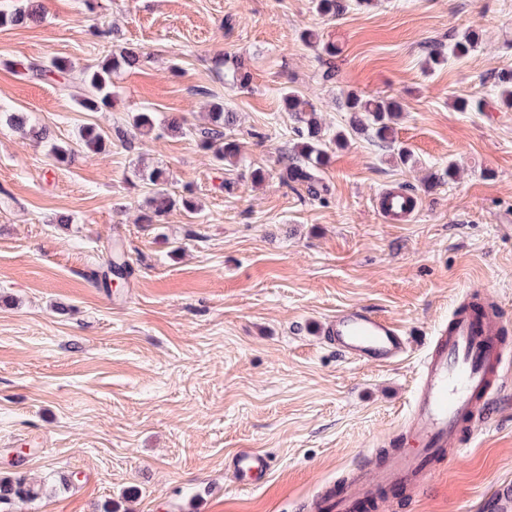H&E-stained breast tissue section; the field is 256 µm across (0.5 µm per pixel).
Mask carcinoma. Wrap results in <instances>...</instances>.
<instances>
[{
    "label": "carcinoma",
    "mask_w": 512,
    "mask_h": 512,
    "mask_svg": "<svg viewBox=\"0 0 512 512\" xmlns=\"http://www.w3.org/2000/svg\"><path fill=\"white\" fill-rule=\"evenodd\" d=\"M318 13L336 18L346 13L347 0H314ZM36 13L18 7L12 13L0 12V27L21 25L35 18ZM478 44L475 30L466 31L460 39L450 46V54L463 56L474 50ZM142 54L135 47H124L111 54L95 66L77 68L74 63L60 58H52L45 64L29 63L22 65L24 71L33 77H42L48 73L58 76L59 86L67 90L75 85L81 87L82 93L75 102L84 112L112 111V74L121 68L135 69L140 66ZM225 79L233 86L245 88L251 80V73L240 60L227 68ZM497 87L500 106L512 109V70L497 75ZM284 111L288 112L294 123L293 132L297 142L289 151L281 175L282 183L293 189L301 186L313 200L323 199L327 192L326 186L318 178V170L328 159L330 143L341 145L347 142L350 133H364L378 145L391 150L396 163L407 165L411 154L405 148L395 144V120L399 112L396 102L357 93L354 91L344 95L343 109L350 114L349 128L336 132L328 137L317 120L313 106L301 101L290 89L281 97ZM5 121L12 130L22 137H30L38 142L48 137L44 130H37L28 125V118L21 112L3 113ZM234 123L233 113L224 111V105L216 104L209 113L207 125L187 127L179 118L171 119L166 127L172 135L195 134L201 146L212 153L219 161L234 156L238 144L226 141L225 130ZM129 125L134 133L148 136L155 131V115L149 111L136 112L129 117ZM106 137L97 127L85 126L81 130L78 146L86 152H99L105 147ZM144 180L151 186L146 198V212L143 216L145 224H162L166 217L176 208L190 210L193 204L186 197H178L168 190L169 173L162 168H152L141 173ZM105 265L110 274L121 277L127 270V261L120 251L109 253ZM39 489L23 479L0 478V505L7 504L14 498H34Z\"/></svg>",
    "instance_id": "obj_1"
}]
</instances>
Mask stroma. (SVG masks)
Instances as JSON below:
<instances>
[{
	"label": "stroma",
	"instance_id": "1",
	"mask_svg": "<svg viewBox=\"0 0 512 512\" xmlns=\"http://www.w3.org/2000/svg\"><path fill=\"white\" fill-rule=\"evenodd\" d=\"M40 2L41 21L0 27L1 107L72 145L83 126L109 134L145 108L199 125L220 101L237 114L227 135L240 156L220 163L197 138L165 134L59 163L0 124V477L43 487L0 512H315L365 453L402 444L427 342L454 310L492 302L512 353V111L495 105L512 0H370L336 20L310 0ZM112 26L114 43L96 37ZM471 28L477 51L426 68L427 44ZM308 29L319 46L303 42ZM117 43L144 60L115 77L106 116L12 66H92ZM225 55L244 61L249 89L217 72ZM287 88L333 130L347 125L348 91L394 100L413 164L357 135L320 169L324 200L287 189ZM474 97L489 110L456 109ZM144 166L169 172L198 211L140 223ZM252 166L263 183L247 180ZM396 187L419 198L405 223L374 206ZM116 242L131 273L107 289ZM354 305L409 336L402 360L362 364L325 343L321 323ZM461 439L455 462L434 460L426 484L377 512H488L493 487L512 481V377ZM245 448L270 460L259 485L232 466Z\"/></svg>",
	"mask_w": 512,
	"mask_h": 512
}]
</instances>
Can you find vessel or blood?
I'll use <instances>...</instances> for the list:
<instances>
[{"mask_svg":"<svg viewBox=\"0 0 512 512\" xmlns=\"http://www.w3.org/2000/svg\"><path fill=\"white\" fill-rule=\"evenodd\" d=\"M416 206V198L403 190L379 196L380 210L394 220L409 216ZM499 331V324L487 312L454 314L434 337L421 364L408 416V433L417 450L396 451L381 465L359 471L340 499L322 501L326 512H349L353 502L379 488L427 480L422 458L439 448L459 446L463 419L474 412L477 400H493L498 383L512 374V360L504 352ZM324 335L340 355L357 362L390 364L402 358L407 349V339L398 325L358 305L331 316L324 325ZM233 468L257 479L266 473L268 458L244 450L234 457Z\"/></svg>","mask_w":512,"mask_h":512,"instance_id":"vessel-or-blood-1","label":"vessel or blood"}]
</instances>
